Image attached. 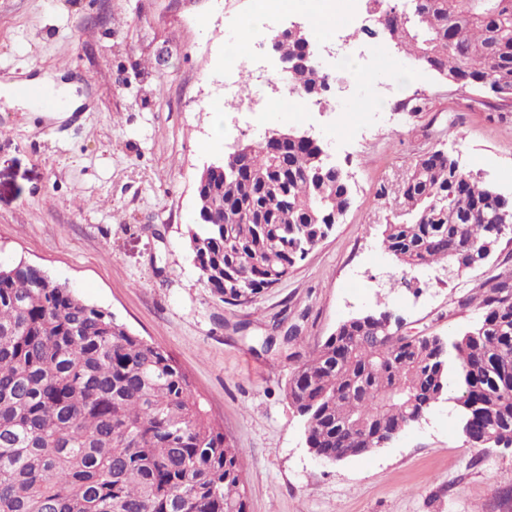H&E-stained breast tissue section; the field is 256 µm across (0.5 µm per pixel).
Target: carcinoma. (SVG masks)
<instances>
[{"label":"carcinoma","mask_w":512,"mask_h":512,"mask_svg":"<svg viewBox=\"0 0 512 512\" xmlns=\"http://www.w3.org/2000/svg\"><path fill=\"white\" fill-rule=\"evenodd\" d=\"M421 10L414 26L386 14L402 51L460 73L457 89L481 93L499 117L512 112V0H422ZM278 50L299 61L284 74L288 88L320 97L303 37ZM322 152L290 141L278 157L260 141L203 185L187 245L223 302L279 284L332 231L325 215L342 218L350 186ZM494 193L429 151L404 181L381 247L404 268L434 262L459 274L458 256L501 244L488 226L512 234ZM426 212L433 220L422 221ZM475 302L473 335L448 352L439 336L375 340L364 315L313 348L286 386L313 453H369L375 432L429 411L438 388L462 402V421L484 419L493 444L511 446L512 277L460 305ZM240 459L165 351L41 269L0 265V512H245Z\"/></svg>","instance_id":"1"}]
</instances>
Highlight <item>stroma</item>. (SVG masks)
I'll return each instance as SVG.
<instances>
[{"mask_svg":"<svg viewBox=\"0 0 512 512\" xmlns=\"http://www.w3.org/2000/svg\"><path fill=\"white\" fill-rule=\"evenodd\" d=\"M238 24L213 0H0V82L48 74L76 103L60 120L0 93V264L40 267L168 353L240 448L248 512H512V447L471 445L454 403L385 448L329 463L309 451L286 395L291 370L349 317L385 307L420 336L477 321L458 302L512 275V242L462 274L429 264L403 282L380 239L400 181L434 149L512 196V119L369 40L377 67L333 107L293 122L281 108L264 116L268 129L319 140L349 176V209L288 278L224 303L200 281L187 227L203 166L255 140L230 106L223 142H209ZM387 84L400 101L425 95L427 111L337 134V113L371 111L373 88Z\"/></svg>","mask_w":512,"mask_h":512,"instance_id":"1","label":"stroma"}]
</instances>
